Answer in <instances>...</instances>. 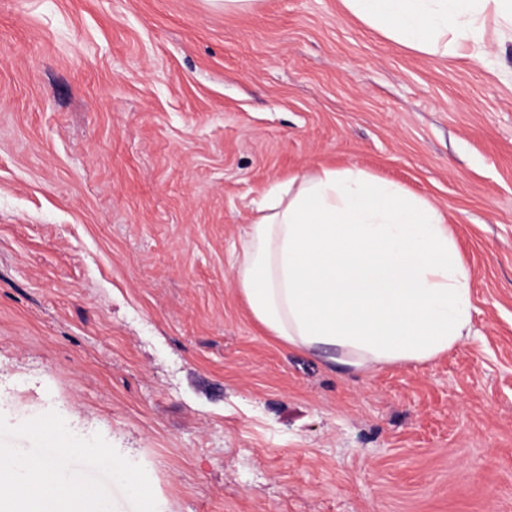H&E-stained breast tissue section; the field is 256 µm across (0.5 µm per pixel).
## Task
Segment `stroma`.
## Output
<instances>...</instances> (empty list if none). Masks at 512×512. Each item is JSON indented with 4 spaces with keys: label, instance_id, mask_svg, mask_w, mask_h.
Here are the masks:
<instances>
[{
    "label": "stroma",
    "instance_id": "1",
    "mask_svg": "<svg viewBox=\"0 0 512 512\" xmlns=\"http://www.w3.org/2000/svg\"><path fill=\"white\" fill-rule=\"evenodd\" d=\"M432 204L473 334L332 366L234 282L277 180ZM57 412L157 512H512V37L400 44L343 0H0V415Z\"/></svg>",
    "mask_w": 512,
    "mask_h": 512
}]
</instances>
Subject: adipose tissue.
Returning a JSON list of instances; mask_svg holds the SVG:
<instances>
[{"mask_svg":"<svg viewBox=\"0 0 512 512\" xmlns=\"http://www.w3.org/2000/svg\"><path fill=\"white\" fill-rule=\"evenodd\" d=\"M426 53L480 50L512 32V0H343ZM471 272L440 213L357 168L276 184L235 266L253 317L288 347L354 369L423 362L470 336Z\"/></svg>","mask_w":512,"mask_h":512,"instance_id":"ef3b65f1","label":"adipose tissue"}]
</instances>
